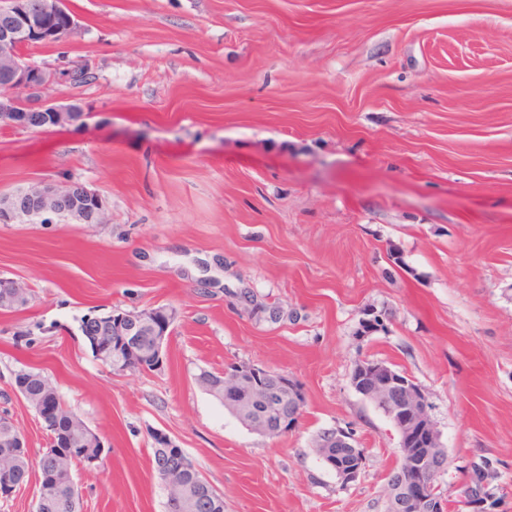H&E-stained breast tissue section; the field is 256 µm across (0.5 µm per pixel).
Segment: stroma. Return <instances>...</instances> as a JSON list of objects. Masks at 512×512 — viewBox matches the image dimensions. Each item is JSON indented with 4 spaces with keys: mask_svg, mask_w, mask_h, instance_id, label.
Returning <instances> with one entry per match:
<instances>
[{
    "mask_svg": "<svg viewBox=\"0 0 512 512\" xmlns=\"http://www.w3.org/2000/svg\"><path fill=\"white\" fill-rule=\"evenodd\" d=\"M81 35L31 61L88 64L49 88L82 129L0 127V192L78 181L107 223L0 224V278L30 302L0 312V410L32 456L48 436L10 382L43 369L105 444L74 477L81 512H166L156 436L183 448L224 512H384L399 458L355 364L411 375L447 453L445 512L472 464L512 512V0H66ZM254 289L295 321L244 312ZM170 305L154 373L94 358L83 316ZM386 330L359 335L363 313ZM232 363L296 380L302 416L277 438L194 377ZM351 431L341 485L315 450ZM322 433L319 434L318 440ZM318 440L319 448H336V464L332 465L337 470L341 484L354 482L362 470L364 454L360 448L353 445L352 435L348 431L332 429L319 444Z\"/></svg>",
    "mask_w": 512,
    "mask_h": 512,
    "instance_id": "stroma-1",
    "label": "stroma"
}]
</instances>
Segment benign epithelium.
I'll return each mask as SVG.
<instances>
[{"label":"benign epithelium","mask_w":512,"mask_h":512,"mask_svg":"<svg viewBox=\"0 0 512 512\" xmlns=\"http://www.w3.org/2000/svg\"><path fill=\"white\" fill-rule=\"evenodd\" d=\"M11 19L0 23V71L7 76L6 91L0 93V126H17L13 118L18 103L24 102L35 112H48L57 127L84 122L88 111L79 103L65 96L50 98L46 91L53 82L64 83L75 77V70L63 78L54 70L20 59L15 46L31 38H38L46 46L55 45V34L50 31V17L68 13L64 0H41L33 7L30 0H13ZM67 218L78 224H104L108 218L103 196L86 185L69 182L62 185L36 184L0 196V223L18 224L39 222L53 224ZM24 287L9 279L0 285V309L19 305ZM159 312L153 308L140 311H112V318L103 321L90 317L89 325H100L108 336H120L126 340L134 336H153L158 350H163L169 329L161 328ZM270 370L249 364H237L224 370V404L239 411L248 412L244 394L253 402L276 403L284 398L288 377L266 381ZM354 389L370 402H378L386 409L388 417L403 436L402 447L406 451L401 460L406 462L404 471L417 477L411 501L392 500L395 512H402L409 503L433 504L439 497L436 490L422 479L423 464L432 461L433 451L441 447L440 435L431 416L430 403L422 388L412 377L394 371L378 361L361 360L353 369L351 379ZM295 413L271 412L264 419L252 420L253 430L261 435L285 434L298 423ZM320 448L336 449V464L341 484L355 481L364 464L363 451L352 443V435L341 429H333L318 444Z\"/></svg>","instance_id":"7a95c632"}]
</instances>
